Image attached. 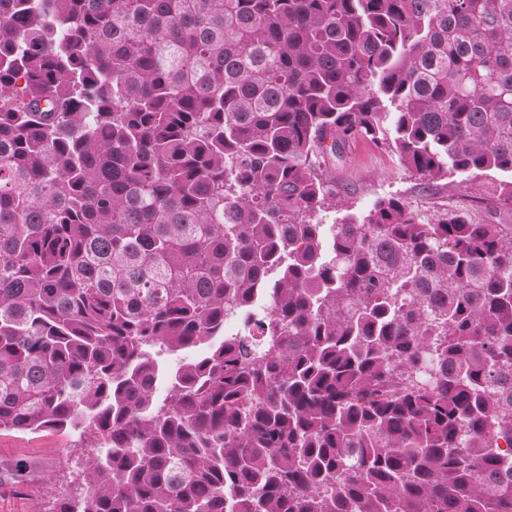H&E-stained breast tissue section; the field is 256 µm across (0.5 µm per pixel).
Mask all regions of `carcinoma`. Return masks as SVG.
<instances>
[{
  "instance_id": "1",
  "label": "carcinoma",
  "mask_w": 512,
  "mask_h": 512,
  "mask_svg": "<svg viewBox=\"0 0 512 512\" xmlns=\"http://www.w3.org/2000/svg\"><path fill=\"white\" fill-rule=\"evenodd\" d=\"M359 138L512 175V0H0V430L103 456L57 512H512V221L324 230Z\"/></svg>"
}]
</instances>
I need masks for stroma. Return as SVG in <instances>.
I'll return each mask as SVG.
<instances>
[{"mask_svg": "<svg viewBox=\"0 0 512 512\" xmlns=\"http://www.w3.org/2000/svg\"><path fill=\"white\" fill-rule=\"evenodd\" d=\"M331 177L356 215L387 196L403 197L431 212L492 196L488 178L454 174L424 179L406 171L393 153L362 139L350 141L333 161ZM87 454L74 429L0 431V512H55L57 500L82 487Z\"/></svg>", "mask_w": 512, "mask_h": 512, "instance_id": "stroma-1", "label": "stroma"}]
</instances>
